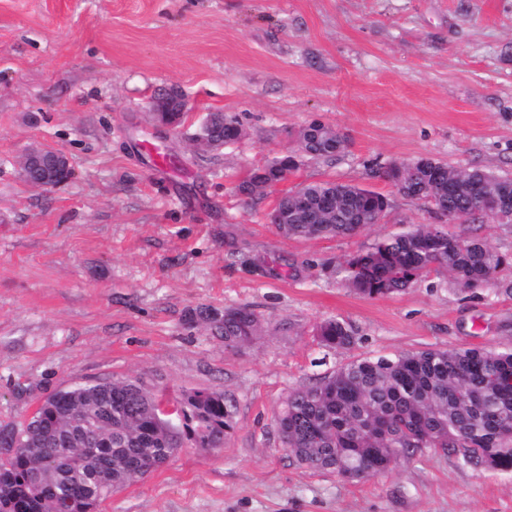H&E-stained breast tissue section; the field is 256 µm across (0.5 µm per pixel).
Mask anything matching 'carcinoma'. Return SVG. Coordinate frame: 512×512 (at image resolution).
Wrapping results in <instances>:
<instances>
[{
	"mask_svg": "<svg viewBox=\"0 0 512 512\" xmlns=\"http://www.w3.org/2000/svg\"><path fill=\"white\" fill-rule=\"evenodd\" d=\"M236 141L245 137L233 116L217 114L203 135ZM302 157L330 158L345 147L332 126L319 135L297 133ZM403 195L424 201L453 222L491 216L512 223V178L450 166L431 158L412 161ZM277 160L256 169L240 186L253 195L277 176ZM314 205L327 195L335 205L318 223L286 201L276 213L285 238L345 237L375 224L387 198L358 184L331 180L303 184ZM509 260L486 240L452 235L437 224H416L375 240L336 265V276L368 298L402 292L440 269L460 293L498 286L512 295V281L497 275ZM199 316L238 347L261 330L247 308L208 310ZM320 344L344 349L356 341L351 325L327 319L317 328ZM160 394L132 380L99 381L53 394L36 410L41 431H1L0 512H93L96 504L167 463L185 442L221 448L232 427L234 405L221 392L196 390L174 399L176 414L155 409ZM288 456L310 470L330 471L354 481L392 469L427 449L440 448L478 467L512 472V349H427L356 359L313 386L288 393L277 417ZM87 439L64 451L60 443L75 432Z\"/></svg>",
	"mask_w": 512,
	"mask_h": 512,
	"instance_id": "1",
	"label": "carcinoma"
}]
</instances>
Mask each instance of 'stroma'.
<instances>
[{
    "label": "stroma",
    "mask_w": 512,
    "mask_h": 512,
    "mask_svg": "<svg viewBox=\"0 0 512 512\" xmlns=\"http://www.w3.org/2000/svg\"><path fill=\"white\" fill-rule=\"evenodd\" d=\"M169 90L192 108L177 128L149 110ZM212 112L238 117L245 137L195 149ZM314 120L345 137L340 154L239 192ZM39 145L69 157L67 183L21 179L20 156ZM419 157L512 177V0H0V429L79 384L217 391L235 404L223 447L180 449L95 512H512V473L438 448L352 482L281 445L289 391L354 359L512 349V295L497 288L467 296L441 271L367 298L336 276L375 239L436 223L370 174ZM320 180L382 193L385 217L351 237H281L267 212ZM448 231L512 257V224ZM240 307L262 331L234 348L196 318ZM329 318L355 346L320 347Z\"/></svg>",
    "instance_id": "obj_1"
}]
</instances>
